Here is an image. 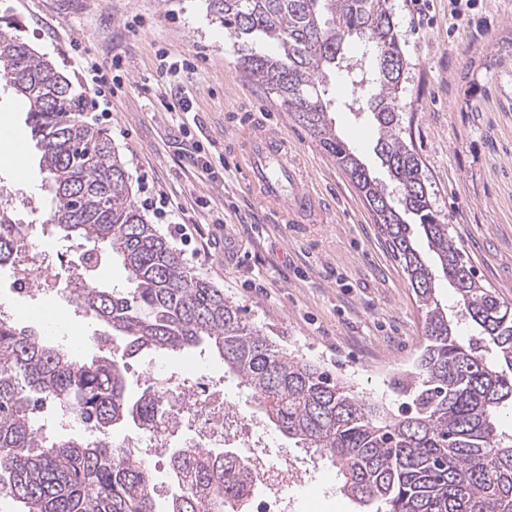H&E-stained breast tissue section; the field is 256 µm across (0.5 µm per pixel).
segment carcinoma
I'll return each mask as SVG.
<instances>
[{"mask_svg": "<svg viewBox=\"0 0 512 512\" xmlns=\"http://www.w3.org/2000/svg\"><path fill=\"white\" fill-rule=\"evenodd\" d=\"M207 9L241 44L240 70L294 115L370 207L425 313L410 384L399 387L393 411L243 317L135 204L109 134L83 117L84 95L14 28L1 27L0 76L27 106L52 223L85 247L86 262L108 252L126 273L124 288L91 281L76 289L77 308L102 342L122 341L130 358L202 345L218 354L264 425L285 447L331 461L342 479L337 491L366 512H512V433L498 424L512 403V304L476 278L437 216L420 155L402 136L408 61L388 0H207ZM353 34L375 50L354 76L373 89L368 116L388 185L339 137L324 103L336 59L352 65L344 44ZM257 38L277 51L249 48ZM23 245L1 212L0 263ZM440 279L455 290L460 319L478 331L466 341L435 299ZM125 372L115 360L76 357L29 326L0 321V490L22 512H237L254 479L240 448H170L167 495L153 494L151 466L112 438L119 427L150 431L159 409L149 390L129 391ZM49 408L74 414L93 437L40 436L37 418Z\"/></svg>", "mask_w": 512, "mask_h": 512, "instance_id": "carcinoma-1", "label": "carcinoma"}]
</instances>
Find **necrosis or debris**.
Segmentation results:
<instances>
[{
	"instance_id": "4bbe7bcc",
	"label": "necrosis or debris",
	"mask_w": 512,
	"mask_h": 512,
	"mask_svg": "<svg viewBox=\"0 0 512 512\" xmlns=\"http://www.w3.org/2000/svg\"><path fill=\"white\" fill-rule=\"evenodd\" d=\"M25 247L6 265L0 266L13 294L32 290L52 291L68 297L73 286L84 284L82 265L70 266L66 278H58L54 254L42 246L45 232L28 224ZM190 379L178 380L166 364L150 361L144 377L151 391L164 404L155 425L139 439L122 440L125 448L146 445L144 463L159 464L172 445L184 448H220L230 442L250 452L256 463V485L261 512H291L297 495L309 483L312 463L288 449L272 450L271 442L255 419L240 414L224 416L214 408L213 378L205 359L190 367Z\"/></svg>"
}]
</instances>
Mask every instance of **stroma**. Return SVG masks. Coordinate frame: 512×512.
Listing matches in <instances>:
<instances>
[{"label":"stroma","mask_w":512,"mask_h":512,"mask_svg":"<svg viewBox=\"0 0 512 512\" xmlns=\"http://www.w3.org/2000/svg\"><path fill=\"white\" fill-rule=\"evenodd\" d=\"M389 4L410 63L402 99L406 135L427 167L434 208L476 276L512 302V0H475L459 30L451 25L448 0ZM5 23L80 92L78 52L105 64L120 55L107 115L92 110L88 116L111 136L132 176L136 205L197 276L243 306L249 321L302 359L394 405L391 385L420 352L424 313L367 203L293 114L244 76L236 39L212 20L205 0H0ZM184 61L191 71L172 76L169 64ZM176 80L193 105L183 116L163 92ZM325 88L337 134L387 180L373 151L378 130L347 72L329 73ZM245 111L278 126L312 188L338 199L327 223H271L240 189L225 159L224 133ZM25 118L24 102L0 79V186L40 200L36 221L46 225L63 275L82 251L51 225L46 174ZM205 160L208 175L201 171ZM20 167L27 173L22 181ZM161 198L192 227L190 244L160 223L155 203ZM201 357L240 413L255 415L217 355L194 350L167 364L180 374ZM311 477L315 492L296 512H359L337 493L339 477L329 461L313 467Z\"/></svg>","instance_id":"stroma-1"}]
</instances>
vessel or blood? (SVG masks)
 Wrapping results in <instances>:
<instances>
[{
	"label": "vessel or blood",
	"mask_w": 512,
	"mask_h": 512,
	"mask_svg": "<svg viewBox=\"0 0 512 512\" xmlns=\"http://www.w3.org/2000/svg\"><path fill=\"white\" fill-rule=\"evenodd\" d=\"M228 154L241 187L278 224H322L331 213L314 191L283 133L243 114L231 130Z\"/></svg>",
	"instance_id": "vessel-or-blood-1"
}]
</instances>
